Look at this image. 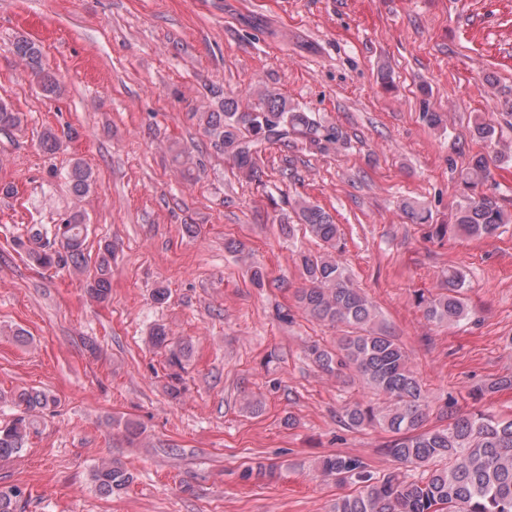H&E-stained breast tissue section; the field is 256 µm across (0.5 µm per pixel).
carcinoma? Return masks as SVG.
<instances>
[{
  "label": "carcinoma",
  "instance_id": "1",
  "mask_svg": "<svg viewBox=\"0 0 512 512\" xmlns=\"http://www.w3.org/2000/svg\"><path fill=\"white\" fill-rule=\"evenodd\" d=\"M12 52L48 97H58L62 88L44 68L42 50L34 41L20 36L11 42ZM200 125L215 146L246 178L261 181L262 153L266 145L288 144V136L300 133L322 152L336 147L343 139L334 126L315 123L307 113L292 106L274 90L260 94L258 103L244 111L232 99L221 103L217 112H201ZM21 113L0 100V129L17 128ZM476 137L494 149L473 156L460 169L462 200L455 205L454 223L432 224L431 212L424 203L406 198L401 209L412 224H425L431 239L443 240L450 233L468 238H491L500 228L512 223V213L483 187L489 182L495 163L506 154L495 148L493 127L477 121ZM70 190L83 198L93 189V169L82 160L74 161L66 175ZM302 225L319 243L318 252H302L298 263L304 287L297 300L305 313L317 322L343 328L336 348L313 344L310 355L324 373L338 375L351 369L377 401L354 402L342 407L340 419L350 428L378 426L393 434L384 453L393 462L392 471L374 476L356 456L332 454L319 462L321 472L340 483L358 488L333 503L331 512H512V419L504 420L482 411L461 412L448 404V423L428 428V403L422 383L412 368L409 354L397 337L387 332L378 320L375 305L353 281L336 256L339 225L322 207L307 201L297 203ZM65 239L57 238L56 227L32 225L28 241L34 244L29 256L42 267L64 265L77 274L88 270L90 254L85 214L75 210L64 219ZM445 287L430 296L417 297L424 317L435 325L457 326L467 319L465 302L467 273L451 267L444 277ZM112 288V244L99 248L89 274L86 293L97 303L108 301ZM152 342L167 351L168 363L183 368L192 346L171 342L168 331L156 325ZM512 388V377H499L472 390L474 398L486 392ZM19 413L0 423V460L22 456L30 435L38 432L41 414L54 399L39 389H24L11 397ZM422 473L416 477L413 471ZM91 480L102 495L125 488L131 473L116 460L94 467ZM23 491L18 486L0 487V512H17Z\"/></svg>",
  "mask_w": 512,
  "mask_h": 512
}]
</instances>
